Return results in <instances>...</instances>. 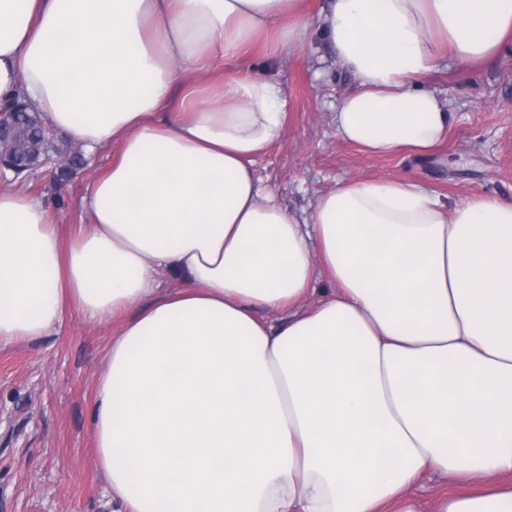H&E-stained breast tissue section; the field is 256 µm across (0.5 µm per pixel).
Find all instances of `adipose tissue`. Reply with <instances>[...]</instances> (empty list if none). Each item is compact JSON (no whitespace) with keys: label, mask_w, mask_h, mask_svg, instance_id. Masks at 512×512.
Returning a JSON list of instances; mask_svg holds the SVG:
<instances>
[{"label":"adipose tissue","mask_w":512,"mask_h":512,"mask_svg":"<svg viewBox=\"0 0 512 512\" xmlns=\"http://www.w3.org/2000/svg\"><path fill=\"white\" fill-rule=\"evenodd\" d=\"M314 30L355 82L337 135L424 155L450 117L430 75L511 49L512 0H324L314 21L302 0H0V107L112 151L69 240L0 190V347L71 308L121 319L91 423L122 512H419L429 473L497 479L434 512H512V201L356 177L301 216L263 194L288 101L211 68Z\"/></svg>","instance_id":"ef3b65f1"}]
</instances>
